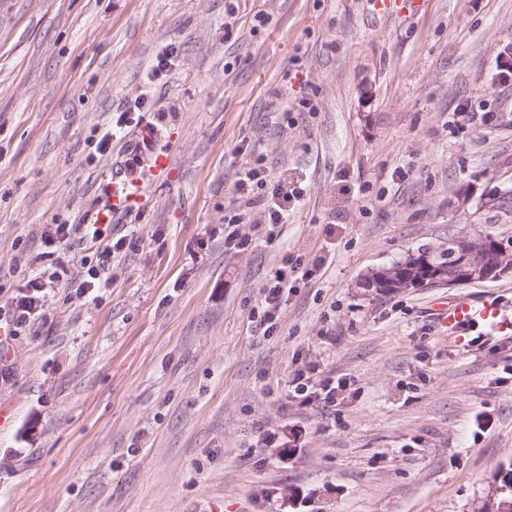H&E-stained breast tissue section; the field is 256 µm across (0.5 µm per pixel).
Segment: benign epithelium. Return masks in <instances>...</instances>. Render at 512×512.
Returning a JSON list of instances; mask_svg holds the SVG:
<instances>
[{
	"mask_svg": "<svg viewBox=\"0 0 512 512\" xmlns=\"http://www.w3.org/2000/svg\"><path fill=\"white\" fill-rule=\"evenodd\" d=\"M455 258L453 277L438 270L431 277L433 282H444L450 287L470 285L475 282L496 280L512 273V251L493 237L462 233L448 241ZM369 277L395 289L420 288L421 279L415 277V268L402 263L372 270Z\"/></svg>",
	"mask_w": 512,
	"mask_h": 512,
	"instance_id": "benign-epithelium-1",
	"label": "benign epithelium"
}]
</instances>
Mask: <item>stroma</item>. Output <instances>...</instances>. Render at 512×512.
Listing matches in <instances>:
<instances>
[{
  "label": "stroma",
  "instance_id": "obj_1",
  "mask_svg": "<svg viewBox=\"0 0 512 512\" xmlns=\"http://www.w3.org/2000/svg\"><path fill=\"white\" fill-rule=\"evenodd\" d=\"M257 166L297 189L287 223L239 199ZM117 172L139 203L111 206ZM510 195L512 0H0V312L68 269L0 355V512H477L512 464V335H448L434 306L512 316V275L359 283L473 229L512 241L487 205ZM105 208L103 243L46 255ZM287 256L314 275L268 333ZM299 374L333 402L296 397ZM139 147L146 157L150 171L153 174L157 175L168 167L170 163L169 154L166 150L158 148L156 144V134L152 128L144 127L140 130ZM285 264L289 265V262H288V257L285 258ZM296 262L295 263H291L289 266H290V270L291 271V275H289V278H288V272H278L276 273V275L274 276V278L269 281L266 286L264 287V293H265V302L266 304H268V307L265 309L264 311V315H263V319L260 320V325H261V322L263 321V324L266 323H270V325L267 327V329L273 327V325L275 324V319H276V315H275V301L276 299L279 297V295L281 293H283L285 290H288V288H296V283L299 281V280H303L305 278H308L310 275H311V272L310 270H305V271H300L301 268L299 266H301V262L297 260H295ZM301 273V275L299 276V274ZM294 275V277H292Z\"/></svg>",
  "mask_w": 512,
  "mask_h": 512
}]
</instances>
